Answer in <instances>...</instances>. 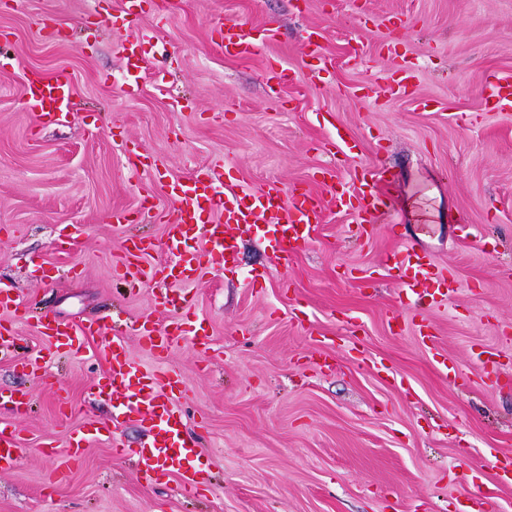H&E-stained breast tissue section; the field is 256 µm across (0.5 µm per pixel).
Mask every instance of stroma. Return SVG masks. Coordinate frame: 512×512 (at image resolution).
I'll return each mask as SVG.
<instances>
[{"label": "stroma", "instance_id": "obj_1", "mask_svg": "<svg viewBox=\"0 0 512 512\" xmlns=\"http://www.w3.org/2000/svg\"><path fill=\"white\" fill-rule=\"evenodd\" d=\"M94 7L0 0V282L28 312L0 308L14 330L0 393L27 395L24 414L0 406L23 448L0 470V512H473L486 495L512 512V109L490 95L512 78V0H145L132 97L119 92L132 32L123 0ZM223 22L275 37L227 58L215 47ZM311 28L329 66L319 78ZM280 67L292 82L268 84ZM401 69L413 75L404 94L392 83ZM61 70L69 114L39 120L24 77ZM339 134L358 156L336 152ZM128 144L149 167H130ZM382 162L395 180L390 217L363 234L351 209L328 207L313 241L281 263L242 238L235 266L207 263L182 287L190 307L157 306L153 281L131 288L116 270L125 239L166 238L172 205L154 169H213L228 194L275 182L325 196L321 167L349 184ZM144 198L150 216L114 230L112 209ZM405 238L448 290L405 295L386 260ZM45 310L104 333L56 350L36 328ZM146 318L204 324L209 345L154 354L138 331ZM421 323L433 342L416 335ZM113 336L142 369L181 374L175 411L199 450L184 467L205 477L192 491L176 475L144 479L131 454L139 426L72 447L74 429L110 412L92 387ZM31 355L42 358L34 374L22 366Z\"/></svg>", "mask_w": 512, "mask_h": 512}]
</instances>
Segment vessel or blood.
Segmentation results:
<instances>
[{"label": "vessel or blood", "mask_w": 512, "mask_h": 512, "mask_svg": "<svg viewBox=\"0 0 512 512\" xmlns=\"http://www.w3.org/2000/svg\"><path fill=\"white\" fill-rule=\"evenodd\" d=\"M270 30L246 28L238 24L224 29V51L233 57L244 58L254 53L260 42L271 39ZM129 78L122 86V94L136 91L141 73L144 41L129 40L123 47ZM71 82L66 74L59 73L46 79L38 74L27 77L24 86V103L39 117L59 118L66 116ZM322 181L330 187L333 199L352 196L357 200L355 208L359 223L374 224L395 209L392 193L393 182L385 169L371 171L361 169L352 186L337 181L336 173L326 169ZM170 198L174 218L168 224L166 249L172 258L163 268H144L141 264L126 261L124 276L131 285H139L144 278L154 279L158 292L157 305L178 306L182 295L180 286L192 282L199 275L204 263L213 257L223 262L235 261L237 240L229 235V225H237L244 233H254L263 238L275 260H287L292 254L308 245L313 232L321 220L325 205L311 189L283 197L278 184L271 183L251 203H244L233 194L218 192L215 178L206 170H199L189 178L170 187ZM219 208L224 214L220 224L199 226L198 216L205 208ZM205 233L210 242L217 245V252H201L192 248L191 242L198 233ZM394 267L398 271L399 283L406 293L422 296L429 294L439 279L431 272L432 262L428 254L415 249L395 252ZM141 334L149 350L164 351L180 338L179 328L158 329L151 321H143ZM40 335L54 347H71L76 335L93 336L94 325L73 328L52 317H45L39 326ZM108 370L104 383L98 384L101 398L110 401L112 415L99 421L97 428L74 432L72 440L84 445L97 433L110 431L122 422L141 424L148 438L136 448L135 454L142 465L144 477L151 478L160 473L182 474L187 486L198 484L200 473L183 474L185 460L196 455L195 442L184 438L185 425L182 418L171 410V405L181 393L183 379L177 373H145L132 361L120 339H113L105 352ZM21 448L15 433L0 429V470L17 464Z\"/></svg>", "instance_id": "obj_1"}]
</instances>
